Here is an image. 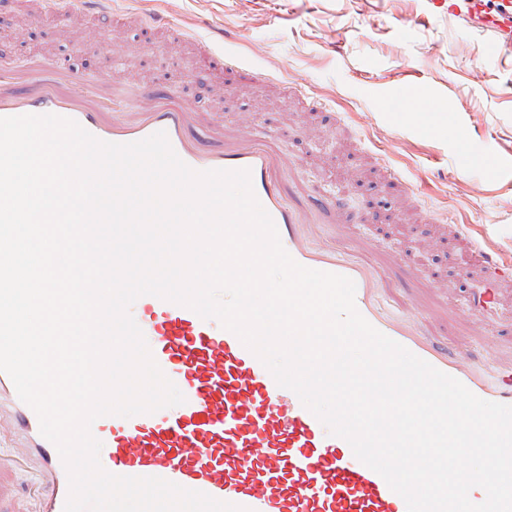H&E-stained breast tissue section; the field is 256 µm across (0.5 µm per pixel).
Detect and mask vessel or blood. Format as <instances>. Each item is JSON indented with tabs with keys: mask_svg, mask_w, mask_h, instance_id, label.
Masks as SVG:
<instances>
[{
	"mask_svg": "<svg viewBox=\"0 0 512 512\" xmlns=\"http://www.w3.org/2000/svg\"><path fill=\"white\" fill-rule=\"evenodd\" d=\"M68 3V13L75 15L116 13L114 0ZM465 3L473 26L512 42V14L491 9L487 0ZM13 80L14 87L0 86V117L53 114L118 144L162 131L193 170H250L257 199L297 263L351 278L356 308L374 328L476 396L512 405V344L482 360H468L458 346L427 330L425 314L393 307L380 268L337 249L322 234L324 217H343L347 201L320 193L308 206L297 205L285 188V161L265 138L218 128L201 139L192 132L194 113L175 88L148 90L141 103L128 105L114 99L107 79L85 90L78 70L46 56L32 57ZM468 260L490 284L469 297L470 310L480 313L492 306V286L512 283V258L485 235L469 240ZM133 309L155 362L185 401L151 414L96 419L91 431L102 444L99 458L106 471L160 477L247 512H407L403 498L355 457L351 445L330 434L217 320L153 295L139 297ZM4 434L14 443L0 451V512H63L69 484L60 455L41 435L36 413L0 371ZM20 471L28 475L23 498L11 483Z\"/></svg>",
	"mask_w": 512,
	"mask_h": 512,
	"instance_id": "1",
	"label": "vessel or blood"
}]
</instances>
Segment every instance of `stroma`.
Here are the masks:
<instances>
[{
	"mask_svg": "<svg viewBox=\"0 0 512 512\" xmlns=\"http://www.w3.org/2000/svg\"><path fill=\"white\" fill-rule=\"evenodd\" d=\"M40 0H0V62L67 59L89 82L132 94L166 83L208 120L279 146L297 165L301 200L355 198L343 231L362 258L387 264L393 305L428 296V326L467 336L471 292L459 224L512 253V45L471 26L458 0H118L124 19L44 16ZM223 28L246 72L214 68L195 38ZM202 89H195V82ZM230 100L219 101L224 86ZM401 100L394 112L388 102ZM449 111L456 135L416 123ZM392 169L398 189L383 177ZM455 252L448 269L439 259Z\"/></svg>",
	"mask_w": 512,
	"mask_h": 512,
	"instance_id": "1",
	"label": "stroma"
}]
</instances>
